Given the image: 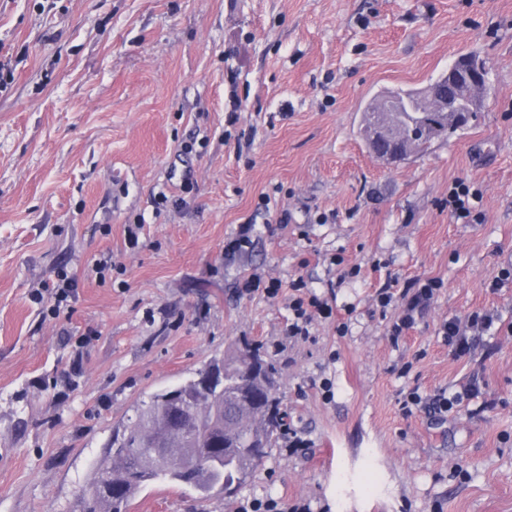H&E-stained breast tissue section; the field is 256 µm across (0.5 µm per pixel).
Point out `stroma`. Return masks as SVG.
<instances>
[{"mask_svg":"<svg viewBox=\"0 0 512 512\" xmlns=\"http://www.w3.org/2000/svg\"><path fill=\"white\" fill-rule=\"evenodd\" d=\"M473 50L488 92L468 125L381 164L359 136L366 103ZM3 63L0 512H73L142 400L247 343L277 367L305 448L280 439L233 502L157 481L127 512L267 495L512 512V281L489 287L512 267V0H0ZM458 179L481 196L467 224L448 212ZM249 222L252 247L225 260ZM255 273L278 297L240 294ZM65 275L77 290L55 318L46 288ZM298 277L334 314L297 341ZM392 277L444 283L395 344L401 311L375 301ZM477 310L501 332L454 358L440 326ZM473 379L480 399L442 424L399 405Z\"/></svg>","mask_w":512,"mask_h":512,"instance_id":"obj_1","label":"stroma"}]
</instances>
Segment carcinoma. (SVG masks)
Masks as SVG:
<instances>
[{"instance_id": "cac0c4a2", "label": "carcinoma", "mask_w": 512, "mask_h": 512, "mask_svg": "<svg viewBox=\"0 0 512 512\" xmlns=\"http://www.w3.org/2000/svg\"><path fill=\"white\" fill-rule=\"evenodd\" d=\"M478 56L467 53L458 56L448 71L431 83L435 88H448L454 82H465ZM395 101L402 110L394 113V125L408 134V149L422 153L439 138H444L466 126L470 113L465 103L448 101V108L458 112L459 122L444 123L442 113L425 111L411 92L399 89L384 105ZM259 362L268 376L277 378L276 367L264 358L257 347L246 345L224 356V404L214 406L208 397L193 392V381L181 383L186 388L183 402L201 409L199 417L189 426L179 425L171 415L167 391L153 394L136 409L135 419L122 433L112 439V459L100 467L90 488L93 494L80 498V512H126L128 501L144 484L151 481H170L192 488L206 497L209 485L224 482L237 491L246 484L263 459L259 452H269L276 445L279 434L287 429L288 413L281 407L278 391L253 393L248 404L240 403V387L246 386V373ZM162 434L174 447L181 450L204 439L200 452V466L194 474H187L177 461L162 465L154 449L145 445L150 432Z\"/></svg>"}]
</instances>
